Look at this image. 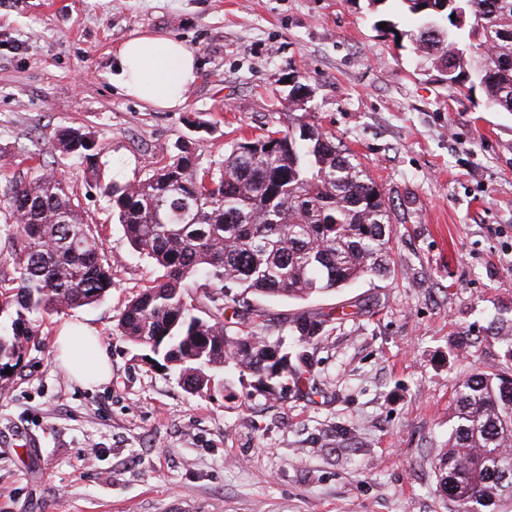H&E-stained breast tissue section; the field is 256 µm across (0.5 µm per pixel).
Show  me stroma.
<instances>
[{"instance_id": "obj_1", "label": "stroma", "mask_w": 512, "mask_h": 512, "mask_svg": "<svg viewBox=\"0 0 512 512\" xmlns=\"http://www.w3.org/2000/svg\"><path fill=\"white\" fill-rule=\"evenodd\" d=\"M391 27H383V20ZM368 0H0V181L54 170L112 262L99 302L46 318L0 394V512H455L436 476L449 409L474 372L512 376L492 318L512 320V112L480 87L448 88ZM160 33L195 49L182 106L121 93L114 51ZM307 120L355 154L392 209L389 277L305 300L250 296L260 333L338 310L307 345V385L258 395L213 371L208 394L120 336L129 301L159 269L127 241L98 183L145 178L178 146L202 162L236 138L287 128L290 79ZM91 133L100 177L58 151ZM94 328L111 378L84 387L55 348Z\"/></svg>"}]
</instances>
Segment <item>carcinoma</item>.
Segmentation results:
<instances>
[{
    "mask_svg": "<svg viewBox=\"0 0 512 512\" xmlns=\"http://www.w3.org/2000/svg\"><path fill=\"white\" fill-rule=\"evenodd\" d=\"M409 14L414 52L447 71L453 87L476 83L486 109L512 112V0H457L461 18L437 11L440 0H394ZM468 43L472 55L460 56ZM56 148L86 161L95 140L77 130L55 134ZM272 150H267V147ZM99 189L132 247L162 275L130 300L119 334L150 347L181 370L186 390H209L202 367L232 363L269 393L286 377L288 353L255 330L252 293L303 300L368 276L391 272L392 213L384 192L333 137L276 130L242 137L204 166L184 145L143 180ZM10 218L0 225L16 266L0 278V375L21 354L38 316L99 301L112 289V264L84 220L67 179L43 173L5 194ZM199 288L207 304L188 301ZM231 315H226V312ZM327 319L299 316L292 335L308 344ZM448 448L437 477L457 512H496L512 499V378L476 372L459 382Z\"/></svg>",
    "mask_w": 512,
    "mask_h": 512,
    "instance_id": "cac0c4a2",
    "label": "carcinoma"
}]
</instances>
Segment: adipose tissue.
Wrapping results in <instances>:
<instances>
[{
  "label": "adipose tissue",
  "mask_w": 512,
  "mask_h": 512,
  "mask_svg": "<svg viewBox=\"0 0 512 512\" xmlns=\"http://www.w3.org/2000/svg\"><path fill=\"white\" fill-rule=\"evenodd\" d=\"M116 60L122 93L162 109L181 106L197 77L195 52L171 36L130 38L118 46ZM95 341L91 330L79 324L67 326L57 336L59 354L72 380L96 384L109 377V358Z\"/></svg>",
  "instance_id": "adipose-tissue-1"
}]
</instances>
